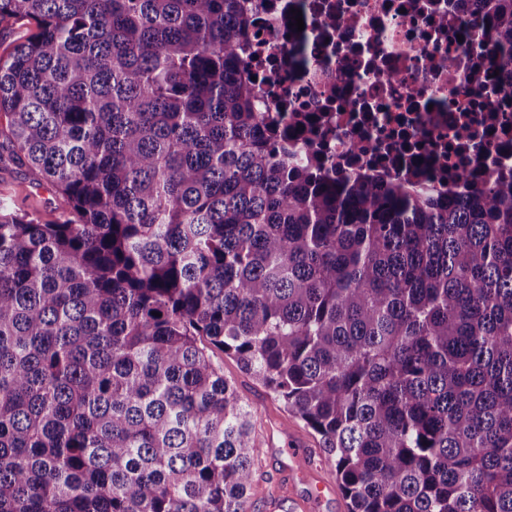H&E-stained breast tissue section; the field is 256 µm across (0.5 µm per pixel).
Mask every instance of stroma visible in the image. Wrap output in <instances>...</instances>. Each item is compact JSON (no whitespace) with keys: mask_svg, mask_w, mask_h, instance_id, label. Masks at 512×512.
<instances>
[{"mask_svg":"<svg viewBox=\"0 0 512 512\" xmlns=\"http://www.w3.org/2000/svg\"><path fill=\"white\" fill-rule=\"evenodd\" d=\"M0 198L45 221L63 212L60 198L21 163L0 170ZM214 360L254 413L261 454L254 468L250 512H348L341 488L322 498L307 495L309 479L329 475L318 435L231 357L218 354Z\"/></svg>","mask_w":512,"mask_h":512,"instance_id":"1","label":"stroma"}]
</instances>
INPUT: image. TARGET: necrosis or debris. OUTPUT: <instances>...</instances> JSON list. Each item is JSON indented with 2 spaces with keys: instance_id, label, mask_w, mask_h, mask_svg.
Wrapping results in <instances>:
<instances>
[{
  "instance_id": "1",
  "label": "necrosis or debris",
  "mask_w": 512,
  "mask_h": 512,
  "mask_svg": "<svg viewBox=\"0 0 512 512\" xmlns=\"http://www.w3.org/2000/svg\"><path fill=\"white\" fill-rule=\"evenodd\" d=\"M485 30L469 0H263L246 52L289 160L444 197L512 174V66Z\"/></svg>"
}]
</instances>
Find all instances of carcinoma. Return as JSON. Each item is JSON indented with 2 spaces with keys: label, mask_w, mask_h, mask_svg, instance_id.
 I'll return each instance as SVG.
<instances>
[{
  "label": "carcinoma",
  "mask_w": 512,
  "mask_h": 512,
  "mask_svg": "<svg viewBox=\"0 0 512 512\" xmlns=\"http://www.w3.org/2000/svg\"><path fill=\"white\" fill-rule=\"evenodd\" d=\"M512 66V0H473ZM258 0H0V512H247L213 356L321 437L349 512H512V176L447 199L288 162ZM0 198L44 221L55 220L63 212L61 199L22 163L0 170Z\"/></svg>",
  "instance_id": "cac0c4a2"
}]
</instances>
